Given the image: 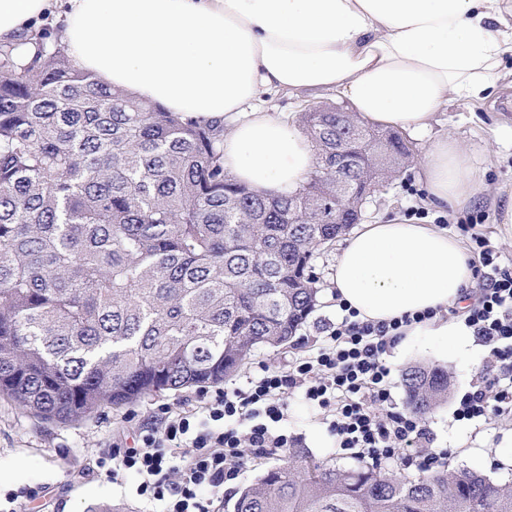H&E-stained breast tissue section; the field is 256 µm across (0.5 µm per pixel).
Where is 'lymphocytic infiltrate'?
Instances as JSON below:
<instances>
[{"label": "lymphocytic infiltrate", "instance_id": "f902f5d3", "mask_svg": "<svg viewBox=\"0 0 512 512\" xmlns=\"http://www.w3.org/2000/svg\"><path fill=\"white\" fill-rule=\"evenodd\" d=\"M483 221V214L470 213L457 224L478 260L474 277L480 283L475 303L461 317L488 351L481 383L454 411L459 421L512 417V267L478 231ZM426 318L422 312L363 321L344 308L340 322L325 325L326 339L316 350L283 367L261 366L244 383L216 389L206 417L177 415L163 428L142 431L136 446L99 456L96 465L109 478L122 470L138 474L137 496L163 502L166 512H215L213 494L238 478L249 455L294 446L281 424L287 395L298 389L323 410L343 454L433 472L447 452L434 447L423 418L395 401L386 364L406 330ZM206 489L211 497H203Z\"/></svg>", "mask_w": 512, "mask_h": 512}]
</instances>
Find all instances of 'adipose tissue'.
Here are the masks:
<instances>
[{
    "label": "adipose tissue",
    "mask_w": 512,
    "mask_h": 512,
    "mask_svg": "<svg viewBox=\"0 0 512 512\" xmlns=\"http://www.w3.org/2000/svg\"><path fill=\"white\" fill-rule=\"evenodd\" d=\"M100 84L194 118H221L224 167L259 193L300 187L315 150L296 126L253 108L267 91L336 90L370 124L422 131L449 98L512 84V0H0V43L50 18ZM433 208L462 207L481 182L451 139L425 155ZM461 242L390 219L346 242L334 285L364 321L463 300Z\"/></svg>",
    "instance_id": "1"
}]
</instances>
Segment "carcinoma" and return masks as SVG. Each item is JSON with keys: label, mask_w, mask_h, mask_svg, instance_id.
Masks as SVG:
<instances>
[{"label": "carcinoma", "mask_w": 512, "mask_h": 512, "mask_svg": "<svg viewBox=\"0 0 512 512\" xmlns=\"http://www.w3.org/2000/svg\"><path fill=\"white\" fill-rule=\"evenodd\" d=\"M46 31L0 46V397L45 421L92 418L232 377L292 341L317 304L314 254L357 223L347 192L382 185L408 153L389 135L368 172H321L349 112H301L316 147L299 189L260 194L224 170V120L168 112L99 84ZM419 416L448 372L402 375ZM234 512H512V482L472 468L408 478L295 446Z\"/></svg>", "instance_id": "1"}]
</instances>
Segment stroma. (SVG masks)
<instances>
[{"instance_id":"35a3bbf8","label":"stroma","mask_w":512,"mask_h":512,"mask_svg":"<svg viewBox=\"0 0 512 512\" xmlns=\"http://www.w3.org/2000/svg\"><path fill=\"white\" fill-rule=\"evenodd\" d=\"M336 102L333 94L302 90L262 95L258 105L277 115L295 116L307 107ZM444 136L455 140L470 157L484 186L478 202L470 209L485 214L482 232L500 251L503 264L512 265V233L497 222L499 203L512 196L511 85L503 86L496 97L483 102L449 99L447 106L435 113L426 131L404 132L412 152L408 166L370 197L362 212L363 223L402 218L413 208L429 210L421 166L432 143ZM343 246V241H336L314 256L317 306L293 343L256 349L248 362L227 379V386L244 382L247 376L258 373L261 365H284L323 342L324 325L341 318L333 273ZM485 357V348L474 340L462 350L444 353L432 340L420 337L396 345L387 364L392 393L400 404L405 401L402 373L407 367L436 365L447 370L448 400L426 418L435 446L447 449L449 467L476 468L494 482L505 483L512 481V465L501 462L502 456L512 453V420L488 424L453 418L457 401L476 382ZM204 405L202 390L195 386L147 397L90 419L60 424L36 418L12 401L0 398V512L11 508L6 493L22 487L37 488L39 495L36 500L23 503L21 512H110L115 504L125 505L128 512H163V503L137 496L141 481L138 474L123 471L117 479L108 480L98 471L96 458L113 445H132L142 429L162 427L167 416L184 411L199 413ZM283 427L317 458L354 465V458L340 454L322 412L309 405L300 392L288 396V417Z\"/></svg>"}]
</instances>
